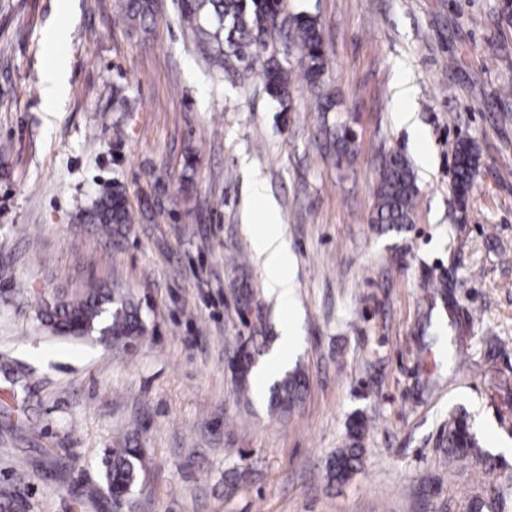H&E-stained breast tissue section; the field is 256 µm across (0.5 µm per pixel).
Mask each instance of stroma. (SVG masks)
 I'll list each match as a JSON object with an SVG mask.
<instances>
[{
	"label": "stroma",
	"instance_id": "stroma-1",
	"mask_svg": "<svg viewBox=\"0 0 512 512\" xmlns=\"http://www.w3.org/2000/svg\"><path fill=\"white\" fill-rule=\"evenodd\" d=\"M284 3L321 25L333 112L302 87L280 111L259 74L212 71L178 0H155L146 29L124 0H0V482L24 467L30 512H113L102 460L128 445L143 471L124 512H465L483 469L441 446L463 410L507 464L512 512V20L498 0ZM56 63L69 91L49 112L40 73ZM403 108L417 137L393 120ZM345 114L342 154L327 130ZM466 138L479 175L462 211L452 147ZM391 151L414 163L417 209L384 231ZM255 179L294 258L288 303L242 220ZM116 184L137 215L120 237L80 221ZM93 285L140 304L146 341L124 351L40 324L45 298ZM260 325L271 380L307 377L285 418L269 382L240 390L225 365ZM354 415L363 466L340 485L326 465Z\"/></svg>",
	"mask_w": 512,
	"mask_h": 512
}]
</instances>
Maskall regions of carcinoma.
Here are the masks:
<instances>
[{
	"label": "carcinoma",
	"mask_w": 512,
	"mask_h": 512,
	"mask_svg": "<svg viewBox=\"0 0 512 512\" xmlns=\"http://www.w3.org/2000/svg\"><path fill=\"white\" fill-rule=\"evenodd\" d=\"M124 9L128 17L144 25L153 19L154 0H125ZM179 10L183 21L195 30L212 67L232 69L239 62L248 70L261 65L267 93L278 101L282 111H288L293 80L292 68L282 65L279 55L288 57L297 53L296 66L302 81L309 89L319 86L328 61L320 27L316 19L305 14H286L283 0H179ZM453 151L454 182L464 205L478 174V150L474 141L466 139L458 141ZM377 170L373 223L391 226L413 223L418 186L411 162L402 153L391 151L381 157ZM84 220L109 226L119 233L134 223L135 217L128 207L125 191L114 185L92 202ZM38 317L41 324L57 335L81 339L94 333L99 340L125 349L141 341L147 333L139 304L109 288H92L75 296L58 293L44 301ZM266 340L262 335L248 337L239 348L240 355L251 360ZM306 387L303 372L296 369L285 373L270 388L271 407L282 414L290 413L302 402ZM362 430L360 420L351 421L350 444L339 449L330 463L331 477L339 484L349 480L362 465ZM443 442L452 458L479 461L490 476L482 497L472 503L471 512H483L486 507L504 508L502 487L491 478L502 463L479 448L466 413H458L449 422ZM141 471V449H112L106 457L104 480L114 502L128 497L138 485ZM26 484L23 479L16 480L9 490L0 493V512H14L19 507L18 492Z\"/></svg>",
	"instance_id": "carcinoma-1"
}]
</instances>
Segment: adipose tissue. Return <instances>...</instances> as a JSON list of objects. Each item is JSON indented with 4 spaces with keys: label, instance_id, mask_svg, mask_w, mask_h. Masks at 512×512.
<instances>
[{
    "label": "adipose tissue",
    "instance_id": "1",
    "mask_svg": "<svg viewBox=\"0 0 512 512\" xmlns=\"http://www.w3.org/2000/svg\"><path fill=\"white\" fill-rule=\"evenodd\" d=\"M251 192L263 206L258 214L250 208L245 211L247 222H254L258 217L263 220L260 230L251 237L252 250L260 263L267 288L278 293L281 299H289L294 288L289 275L291 257L278 209L272 200L263 196L260 184H253Z\"/></svg>",
    "mask_w": 512,
    "mask_h": 512
}]
</instances>
